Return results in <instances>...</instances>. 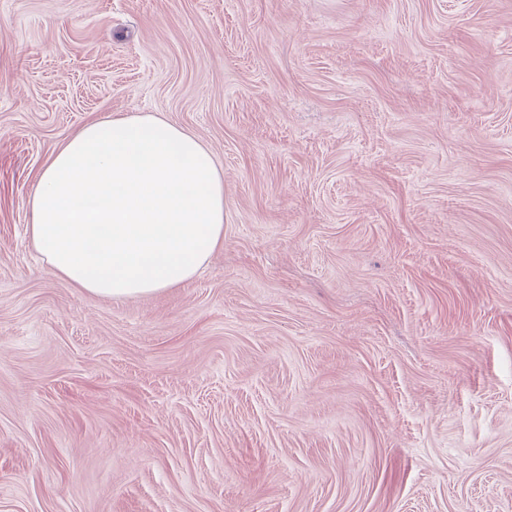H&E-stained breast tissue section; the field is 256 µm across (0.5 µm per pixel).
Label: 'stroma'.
Segmentation results:
<instances>
[{
  "label": "stroma",
  "mask_w": 512,
  "mask_h": 512,
  "mask_svg": "<svg viewBox=\"0 0 512 512\" xmlns=\"http://www.w3.org/2000/svg\"><path fill=\"white\" fill-rule=\"evenodd\" d=\"M142 113L224 243L112 300L30 193ZM0 512H512V0H0Z\"/></svg>",
  "instance_id": "obj_1"
}]
</instances>
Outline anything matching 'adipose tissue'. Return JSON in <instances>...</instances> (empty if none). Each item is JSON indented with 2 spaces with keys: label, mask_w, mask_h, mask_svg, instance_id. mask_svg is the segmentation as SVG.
<instances>
[{
  "label": "adipose tissue",
  "mask_w": 512,
  "mask_h": 512,
  "mask_svg": "<svg viewBox=\"0 0 512 512\" xmlns=\"http://www.w3.org/2000/svg\"><path fill=\"white\" fill-rule=\"evenodd\" d=\"M48 265L111 299L183 284L224 241V181L191 132L152 114L82 127L31 191Z\"/></svg>",
  "instance_id": "adipose-tissue-1"
}]
</instances>
